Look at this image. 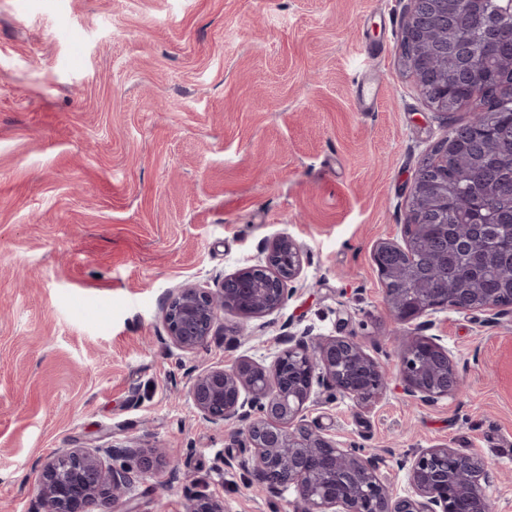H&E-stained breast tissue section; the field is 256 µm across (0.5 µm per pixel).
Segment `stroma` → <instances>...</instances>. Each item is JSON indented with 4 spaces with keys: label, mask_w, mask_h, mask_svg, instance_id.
I'll return each mask as SVG.
<instances>
[{
    "label": "stroma",
    "mask_w": 512,
    "mask_h": 512,
    "mask_svg": "<svg viewBox=\"0 0 512 512\" xmlns=\"http://www.w3.org/2000/svg\"><path fill=\"white\" fill-rule=\"evenodd\" d=\"M407 0H0V512H37L57 449L160 448L136 512H185L203 491L224 512H295L228 456L229 429L199 420L191 373L244 357L269 365L284 322L352 336L395 369L408 336L373 262L402 242L427 153L474 111L438 114L403 68ZM384 41L383 56L367 45ZM371 77L374 111L357 108ZM286 235L303 270L262 338L234 314L203 351L166 347L168 291L253 264ZM461 391L419 405L398 379L360 404L317 387L306 420L347 448L384 451L382 472L448 444L497 473L512 512V318L438 313Z\"/></svg>",
    "instance_id": "1"
}]
</instances>
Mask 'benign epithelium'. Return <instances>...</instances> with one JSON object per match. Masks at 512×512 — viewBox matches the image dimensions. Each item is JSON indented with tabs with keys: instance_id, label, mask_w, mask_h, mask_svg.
<instances>
[{
	"instance_id": "benign-epithelium-1",
	"label": "benign epithelium",
	"mask_w": 512,
	"mask_h": 512,
	"mask_svg": "<svg viewBox=\"0 0 512 512\" xmlns=\"http://www.w3.org/2000/svg\"><path fill=\"white\" fill-rule=\"evenodd\" d=\"M499 35L512 38V0L498 8ZM448 0H408L401 38L400 61L428 103L447 112L449 88L465 79L470 99L480 94L483 56L471 53L464 69L448 77L430 59L448 58ZM444 136L420 164L408 200V224L428 228L427 210L419 207L425 195L447 196V185H429L421 174L430 163H448ZM413 241H381L373 261L382 281L392 276L386 259L397 253L410 258ZM302 272V248L292 238L279 236L261 249L254 264L202 287L185 284L169 291L160 308L168 345L185 353L208 346L221 314L243 319L279 311L290 295L288 284ZM388 312L399 324H411L398 356V378L403 393L416 403H431L456 394L461 386L456 366L439 336H426L435 315L449 308L448 296L425 301L414 291L405 298L385 290ZM478 310L489 319L512 316L494 295L482 299ZM282 341L288 347L268 366L239 358L199 372L189 388L197 417L216 427H229L244 438L247 458H231L251 481L271 492L294 488L298 512H492L485 488L495 471L482 456L439 445L418 448L401 460L408 468L412 492L401 496L381 473L382 454L363 448H343L313 429L305 413L314 405V387L326 386L359 403H368L387 387L385 365L369 355L352 336L314 340L307 330H292ZM119 457H135L140 470L111 464ZM166 453L125 447L60 448L49 456L36 486L40 512H117L116 505L137 480L162 463ZM186 512H224V501L198 492L188 498Z\"/></svg>"
}]
</instances>
